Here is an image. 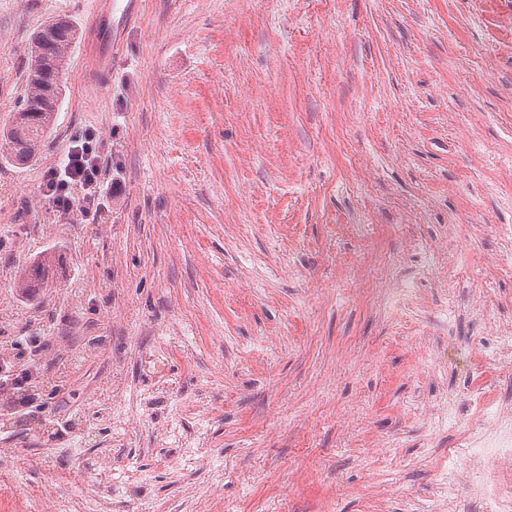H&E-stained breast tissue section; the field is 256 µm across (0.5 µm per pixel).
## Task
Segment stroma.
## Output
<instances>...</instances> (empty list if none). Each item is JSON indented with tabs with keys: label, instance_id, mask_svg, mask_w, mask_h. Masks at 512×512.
I'll return each instance as SVG.
<instances>
[{
	"label": "stroma",
	"instance_id": "obj_1",
	"mask_svg": "<svg viewBox=\"0 0 512 512\" xmlns=\"http://www.w3.org/2000/svg\"><path fill=\"white\" fill-rule=\"evenodd\" d=\"M481 2L145 0L102 79L93 0H0V129L33 33H80L0 164V358L45 337L52 401L0 395V512H431L458 389L512 398L468 356L512 336V0ZM88 131L114 189L65 214ZM101 160L93 136L86 132L73 140L57 167L49 170L46 185L61 211L87 214L93 209L105 192ZM77 186L82 188V195L74 193ZM52 270V259L44 256L40 261L34 263L26 274L18 279L16 284L17 290L22 294L29 295L36 291L37 288H42L48 281L51 272L53 274Z\"/></svg>",
	"mask_w": 512,
	"mask_h": 512
}]
</instances>
